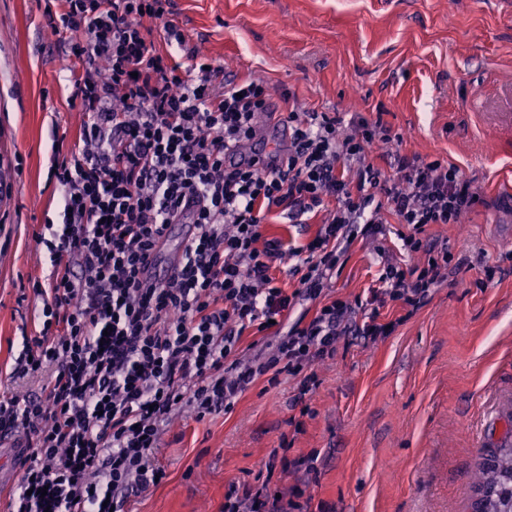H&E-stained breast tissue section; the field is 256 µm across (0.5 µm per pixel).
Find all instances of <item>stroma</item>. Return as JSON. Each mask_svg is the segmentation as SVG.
<instances>
[{"instance_id":"1","label":"stroma","mask_w":512,"mask_h":512,"mask_svg":"<svg viewBox=\"0 0 512 512\" xmlns=\"http://www.w3.org/2000/svg\"><path fill=\"white\" fill-rule=\"evenodd\" d=\"M504 0H172L171 21L224 68L252 72L324 112L386 113L405 148L454 163L484 198L436 227L461 258L427 302L386 310L397 326L344 336L315 365L302 431L296 383L257 382L232 413L180 415L163 437L162 483L125 512H220L233 481L270 452L317 455L314 493L330 512H472L475 476L512 415V8ZM66 46L48 37L37 0H0V365L20 344L50 271L34 233L62 222L48 175L53 131L75 134ZM495 277L481 287L484 266ZM371 240L357 241L333 296L373 286Z\"/></svg>"}]
</instances>
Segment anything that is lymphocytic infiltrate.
<instances>
[{"instance_id": "obj_1", "label": "lymphocytic infiltrate", "mask_w": 512, "mask_h": 512, "mask_svg": "<svg viewBox=\"0 0 512 512\" xmlns=\"http://www.w3.org/2000/svg\"><path fill=\"white\" fill-rule=\"evenodd\" d=\"M170 7L44 0L84 120L73 143H53L65 212L59 229L34 236L51 270L32 284L41 309L10 369L41 387L0 394V439L20 448L8 512H122L164 478L158 455L173 417L229 413L262 378L295 379L309 415L314 364L334 358L341 337L389 335L384 307H417L447 281L454 256L427 229L483 202L456 164L403 150L383 117L355 116L343 132L338 113L290 91L287 164L243 156L269 90L250 74L225 80L169 21ZM152 23L164 49L147 38ZM275 212L320 224L287 247L266 234ZM173 224L194 225V238L181 268L149 283L143 260ZM390 232L406 260L384 259L355 300L333 296L355 240ZM284 262L297 279L290 290L274 276ZM301 301L307 313L292 318ZM314 461L271 451L253 481L229 484L224 512H326L314 495L280 487L291 472L315 482Z\"/></svg>"}]
</instances>
